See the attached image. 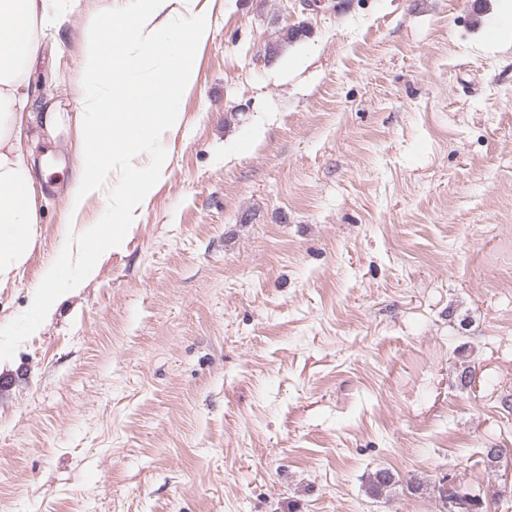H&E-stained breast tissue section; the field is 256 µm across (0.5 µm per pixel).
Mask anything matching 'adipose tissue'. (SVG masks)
Listing matches in <instances>:
<instances>
[{"label":"adipose tissue","instance_id":"ef3b65f1","mask_svg":"<svg viewBox=\"0 0 512 512\" xmlns=\"http://www.w3.org/2000/svg\"><path fill=\"white\" fill-rule=\"evenodd\" d=\"M131 2L133 27L125 37H117L108 17L89 29L80 57L84 85L71 108L80 163L67 196V221L78 223L94 198L111 210L112 221L63 242L32 294L30 318L0 331L10 340L37 334L52 306L92 278L98 262L121 246L130 217L164 164L160 144L181 124L178 98L170 90L193 82L192 52L209 39V19L195 12V0ZM54 5L55 0H0V280L26 263L35 242L37 183L22 146L43 134L56 137L65 123L61 103L39 99L25 80L45 60V29L66 22ZM118 42L125 64L115 68L104 54ZM119 85L165 91L161 111H115L112 92ZM130 127L139 141L135 149L112 139L113 130Z\"/></svg>","mask_w":512,"mask_h":512}]
</instances>
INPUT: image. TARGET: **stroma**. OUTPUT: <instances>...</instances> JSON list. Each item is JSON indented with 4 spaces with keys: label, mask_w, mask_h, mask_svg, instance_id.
Returning <instances> with one entry per match:
<instances>
[{
    "label": "stroma",
    "mask_w": 512,
    "mask_h": 512,
    "mask_svg": "<svg viewBox=\"0 0 512 512\" xmlns=\"http://www.w3.org/2000/svg\"><path fill=\"white\" fill-rule=\"evenodd\" d=\"M58 5L63 51L29 80L71 103L89 26L131 18ZM197 6L212 36L124 247L0 369V512H440L445 477L512 512V40L480 24L498 0ZM23 152L40 222L0 326L70 230L73 121ZM380 468L399 484L377 498Z\"/></svg>",
    "instance_id": "1"
}]
</instances>
